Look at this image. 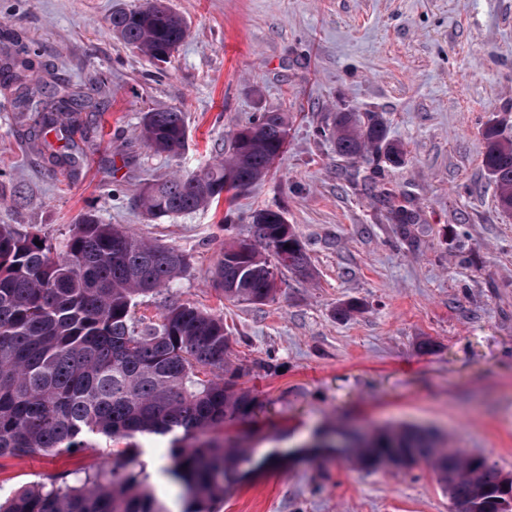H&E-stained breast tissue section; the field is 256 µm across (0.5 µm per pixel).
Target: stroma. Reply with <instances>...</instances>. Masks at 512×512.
Listing matches in <instances>:
<instances>
[{"label":"stroma","instance_id":"stroma-1","mask_svg":"<svg viewBox=\"0 0 512 512\" xmlns=\"http://www.w3.org/2000/svg\"><path fill=\"white\" fill-rule=\"evenodd\" d=\"M142 0H0V61L26 52L43 85L90 92L72 166L47 163L0 86V224L67 239L85 213L181 250L171 289L141 297L157 321L170 303L224 317L231 358L255 398L225 422L254 458L296 450L316 431L435 428L439 445L512 472V215L482 165V131L512 140V0H165L188 25L155 65L115 39L108 19ZM186 114L187 147L169 160L138 137L144 113ZM376 112L403 164L337 156L320 130L332 113ZM264 112L291 120L269 176L234 201L148 220L143 184L230 153ZM404 206L414 224L392 223ZM280 211L311 265L285 271L274 301L222 299L211 271L224 243ZM359 303V312L337 310ZM148 484L183 512L167 437L141 440ZM118 447L0 459V496L53 475L111 465ZM427 467L368 472L321 457L246 476L221 512H450Z\"/></svg>","mask_w":512,"mask_h":512}]
</instances>
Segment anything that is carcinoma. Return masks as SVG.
Masks as SVG:
<instances>
[{"mask_svg":"<svg viewBox=\"0 0 512 512\" xmlns=\"http://www.w3.org/2000/svg\"><path fill=\"white\" fill-rule=\"evenodd\" d=\"M112 33L150 61L173 53L188 34L185 20L164 0L112 13ZM32 63L7 58L0 76L17 84L14 108L35 112L34 140L64 135L82 100L64 88L51 91L27 80ZM336 153L356 163L394 165L404 152L375 112H336L328 124ZM286 112H264L235 134L231 153L188 174L146 184L137 205L152 219L188 214L231 200L265 178L288 144ZM142 141L177 158L188 130L184 112H147ZM483 164L501 209L512 213V140L494 124L483 131ZM282 213L252 215L249 239L224 245L213 284L229 301L265 304L275 299L281 269L311 275ZM42 241L38 246L35 241ZM187 266L179 250L84 215L57 246L36 234L0 224V458L91 448L102 436L126 442L112 467L68 480L51 477L5 500L0 512H167L146 485L135 439L169 435V479L179 485L184 512H216L214 505L249 472L281 459L273 451L253 461L246 450L214 431L251 413L254 397L239 387L224 318L190 303H171L152 327L139 328L137 299L171 285ZM361 469L390 462L410 471L424 465L448 494L452 512H512V473L481 454L450 456L418 427L354 438L337 454Z\"/></svg>","mask_w":512,"mask_h":512,"instance_id":"1","label":"carcinoma"}]
</instances>
